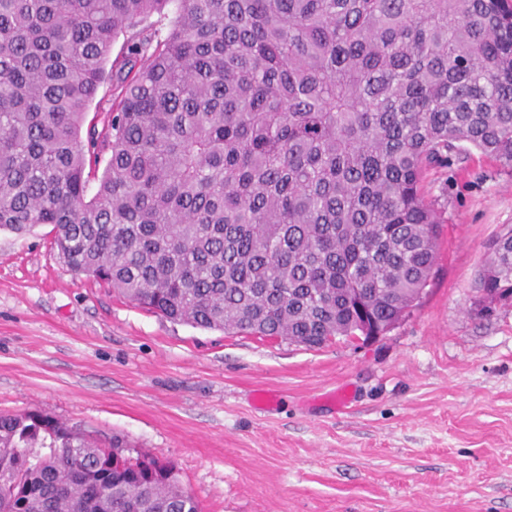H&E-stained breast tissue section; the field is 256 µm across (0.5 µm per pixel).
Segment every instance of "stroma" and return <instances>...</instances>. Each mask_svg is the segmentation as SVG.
I'll use <instances>...</instances> for the list:
<instances>
[{"mask_svg":"<svg viewBox=\"0 0 512 512\" xmlns=\"http://www.w3.org/2000/svg\"><path fill=\"white\" fill-rule=\"evenodd\" d=\"M425 190L448 222L423 303L318 350L169 321L74 276L50 226L1 230L0 413L124 436L202 512H512V305L474 309L512 170L472 149ZM343 387L344 410L317 403Z\"/></svg>","mask_w":512,"mask_h":512,"instance_id":"obj_1","label":"stroma"}]
</instances>
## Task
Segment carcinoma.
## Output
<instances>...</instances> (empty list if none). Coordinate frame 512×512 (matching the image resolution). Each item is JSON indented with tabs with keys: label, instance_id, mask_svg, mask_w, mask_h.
<instances>
[{
	"label": "carcinoma",
	"instance_id": "obj_1",
	"mask_svg": "<svg viewBox=\"0 0 512 512\" xmlns=\"http://www.w3.org/2000/svg\"><path fill=\"white\" fill-rule=\"evenodd\" d=\"M465 145L512 168V0H0V230L51 225L173 322L318 349L356 298L393 321L433 277L426 174ZM478 287L512 289V235ZM141 458L1 414L0 512H201Z\"/></svg>",
	"mask_w": 512,
	"mask_h": 512
}]
</instances>
